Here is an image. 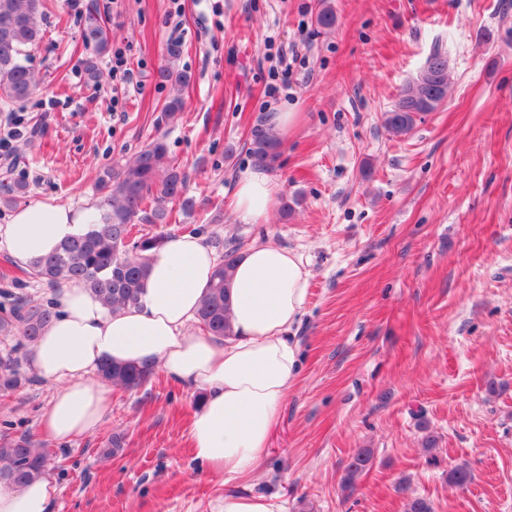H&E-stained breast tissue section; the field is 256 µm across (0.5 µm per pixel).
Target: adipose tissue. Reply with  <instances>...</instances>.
<instances>
[{
	"instance_id": "obj_1",
	"label": "adipose tissue",
	"mask_w": 512,
	"mask_h": 512,
	"mask_svg": "<svg viewBox=\"0 0 512 512\" xmlns=\"http://www.w3.org/2000/svg\"><path fill=\"white\" fill-rule=\"evenodd\" d=\"M276 192L266 173L245 171L234 188V209L244 219H264ZM93 219V210L68 204L27 205L0 225V241L25 266L83 233ZM216 265L204 239L185 233L150 252L137 306L111 311L78 286L62 294L58 316L31 348L37 376L53 389L42 420L49 439L64 444L93 432L110 391L99 368L135 364L202 391L190 429L197 460L225 481L255 474L300 368L291 331L303 314L309 277L293 250L249 247L232 271V334L222 339L195 327ZM56 499L57 487L46 476L0 484V512H55Z\"/></svg>"
}]
</instances>
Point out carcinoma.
Returning a JSON list of instances; mask_svg holds the SVG:
<instances>
[{
    "mask_svg": "<svg viewBox=\"0 0 512 512\" xmlns=\"http://www.w3.org/2000/svg\"><path fill=\"white\" fill-rule=\"evenodd\" d=\"M44 8V0H0V99L23 102L35 90L37 82L26 64V49L41 42ZM83 37L94 50L84 60V70L88 80L97 84L103 77L97 55L107 49L109 32L95 0L86 7ZM181 55V43L170 42L166 62L156 71L159 84H169L176 90L165 107L170 114L182 109L178 90L190 81L186 72L176 69ZM449 83L448 57L438 46L385 113L387 131L394 136L407 134L421 113L433 112L445 102ZM244 148L254 165L272 169L281 154V141L260 118ZM185 186V174L170 158L166 144L161 140L152 142L125 166L100 173L97 215L88 230L64 241L54 253L35 259L26 275L53 291L67 285L84 287L113 311L136 305L146 276V253L161 245L158 238L132 241L136 222L167 223L171 217L168 204L176 201L186 210L193 209L195 203L185 196ZM27 192V183L14 178L12 168L6 167L0 174V204L10 206ZM237 259L238 248L224 252L198 311L202 330L216 336L231 335L228 283ZM56 316L54 301L36 302L17 295L10 307L0 308V334L20 336L19 346L23 347L34 343ZM18 361L15 349L0 356L1 392L17 386ZM151 374L150 369L128 364L107 363L100 369L104 381L125 390L140 387ZM372 463L371 449H357L346 465L343 487L353 489L356 479ZM46 465L47 451L27 435L0 441V480L23 484L42 476ZM472 479L473 474L465 465L448 471V483L454 486L464 487Z\"/></svg>",
    "mask_w": 512,
    "mask_h": 512,
    "instance_id": "1",
    "label": "carcinoma"
}]
</instances>
